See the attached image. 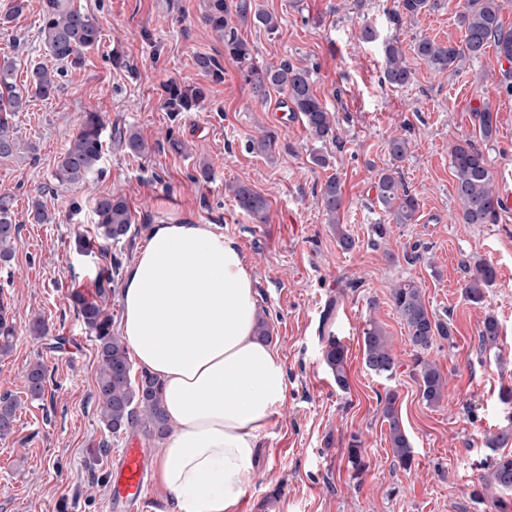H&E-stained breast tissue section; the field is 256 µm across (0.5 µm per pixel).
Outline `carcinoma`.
<instances>
[{
	"instance_id": "1",
	"label": "carcinoma",
	"mask_w": 512,
	"mask_h": 512,
	"mask_svg": "<svg viewBox=\"0 0 512 512\" xmlns=\"http://www.w3.org/2000/svg\"><path fill=\"white\" fill-rule=\"evenodd\" d=\"M203 21L224 40V54L232 58L241 69L244 80L255 96L263 101L271 93L284 95L290 102V111L301 114L310 136L324 143L338 139L336 122L316 95L309 79L308 70L289 61L277 68H263L254 64L253 48L239 35L242 25L262 27L270 33L278 30L276 16L257 8L256 0H202ZM432 7L430 0H394L390 12L392 23L399 25L404 19H414ZM457 23L464 31L458 43H438L428 38L415 41L414 54L431 69L443 73L464 58L477 60L490 47L499 59L512 64V28H505L500 20V0H464L457 12ZM39 33L52 58L62 67L79 68L84 64L85 53L101 42V29L94 18L73 0H43L42 24ZM385 69L383 80L393 87L407 84L412 75L405 62V53L398 42L384 46ZM195 65L214 83L224 81V66L212 55L198 54ZM62 69H49L35 64L26 72L23 85L17 83V66L13 58L0 57V158L9 159L23 152L32 153L36 147L22 144L15 135L14 119L33 99H49L61 88L59 78ZM163 104L173 115L192 112L201 107L205 93L199 86H189L171 81L163 87ZM103 122L95 112L85 115L67 148L61 154L55 178L61 186L86 179L98 167L104 154L102 138ZM496 133L492 112L479 113V134L482 140H492ZM115 140L132 155L150 151L149 143L134 128L118 129ZM408 142L394 137L388 145L390 166L379 176L377 200L392 215L396 224H410L417 212V199L410 194L400 177L399 163L406 158ZM451 164L456 198L460 204V220L463 224H494L498 220L502 203L494 187V177L485 156L474 143L465 141L451 149ZM237 208L253 221L263 224L267 219V202L248 184L239 182L230 187ZM321 205L327 221L336 229L341 248L349 250L353 239L340 224L338 212L342 206L339 180L331 176L321 187ZM12 200L0 197V260L8 261L12 254V240L19 225L12 219ZM98 236L105 242L119 243L132 226V217L125 199L120 195H106L95 204ZM122 267L121 258L110 257L109 267L99 274L97 297L102 299L112 291ZM468 279L464 292L473 304L484 302L488 288L495 283L494 268L476 259L467 267ZM79 316L85 327L95 334L100 362L96 378L98 408L105 427L113 434L132 428L144 430L146 436L158 441L170 427L160 405V385L156 378L143 372L138 381L130 374V361L125 340L112 332V319L96 301L73 295ZM390 301L409 332L411 344L425 352L438 339L453 344L451 327L427 308L421 288L412 280H401L393 285ZM14 322L10 308L0 301V353L11 349ZM500 327L498 320L487 315L479 332L478 346L482 354L499 350ZM324 362L332 371L336 386L348 388L347 353L342 341L330 334L323 352ZM363 362L374 375L391 378L397 362L390 340L379 323L368 322L363 332ZM416 377L423 400L430 406L439 405L444 397L447 381L438 364L425 357H417ZM47 383V369L41 363L34 364L27 372V388L30 397L40 399ZM16 401L8 395L0 397V438L13 432ZM388 423V438L392 455L405 469H410L414 448L403 427L395 398L386 396L383 410ZM512 438V426H506L486 439V446L494 451L484 485H493L503 491L512 490V453H500L498 449ZM348 463L353 477H360L366 470L364 448L358 437H353L348 448Z\"/></svg>"
}]
</instances>
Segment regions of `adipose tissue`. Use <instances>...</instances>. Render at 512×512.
Wrapping results in <instances>:
<instances>
[{"label": "adipose tissue", "instance_id": "ef3b65f1", "mask_svg": "<svg viewBox=\"0 0 512 512\" xmlns=\"http://www.w3.org/2000/svg\"><path fill=\"white\" fill-rule=\"evenodd\" d=\"M121 330L161 385L171 427L155 466L175 512H238L258 441L287 398L278 350L256 333L238 243L208 224H155L121 293Z\"/></svg>", "mask_w": 512, "mask_h": 512}]
</instances>
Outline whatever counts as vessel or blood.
Here are the masks:
<instances>
[{"label":"vessel or blood","mask_w":512,"mask_h":512,"mask_svg":"<svg viewBox=\"0 0 512 512\" xmlns=\"http://www.w3.org/2000/svg\"><path fill=\"white\" fill-rule=\"evenodd\" d=\"M152 457L145 448L130 445L114 461L109 480L113 512H149L152 501L144 493Z\"/></svg>","instance_id":"1"}]
</instances>
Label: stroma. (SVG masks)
I'll return each mask as SVG.
<instances>
[{
    "instance_id": "1",
    "label": "stroma",
    "mask_w": 512,
    "mask_h": 512,
    "mask_svg": "<svg viewBox=\"0 0 512 512\" xmlns=\"http://www.w3.org/2000/svg\"><path fill=\"white\" fill-rule=\"evenodd\" d=\"M274 13L276 33L245 26L240 35L254 61L276 68L289 61L311 74L317 96L333 113L338 139L310 138L301 117L286 111L280 94L254 98L224 43L201 21V0H75L102 31L85 63L65 69L55 97L34 100L15 123L36 153L0 159V197L13 201L20 231L10 261H0V294L10 305L16 335L0 355V396L18 404L14 432L0 439V512H109L110 468L132 440L160 453L142 431L112 435L99 417L96 396L98 350L71 300L96 297L102 253L77 250L79 235L94 231L95 200L126 199L131 231L114 245L124 261L143 246L152 225L210 224L235 239L251 271L271 342L283 360L287 399L261 437L259 457L240 512H491L482 498L490 455L485 439L512 420L499 400L512 383V212L497 223L463 224L454 195L451 148L478 143L495 187L512 183V94L502 84L494 51L464 59L456 70L437 73L408 56L412 78L393 88L382 80V43L402 48L421 38L461 42L459 0H436L418 18L393 24V0H257ZM13 0H0V56L54 67L40 39L42 0H27L10 16ZM378 41L361 42L363 25ZM219 57L224 81L212 83L194 66L196 54ZM203 87L202 108L171 116L162 102L168 80ZM491 110L495 139L479 136L477 112ZM100 115L106 132L131 127L151 150L132 155L107 141L86 182L56 189L58 158L85 113ZM272 132V156L253 153L250 141ZM409 151L401 177L418 201L413 223L395 224L378 203L375 185L389 165L390 138ZM185 144L174 151L171 140ZM325 154L320 167L312 157ZM208 177H201V168ZM337 176L343 205L340 222L355 246L343 251L325 221L320 188ZM250 185L268 202L265 223L256 224L235 206L228 184ZM48 212L32 224V200ZM79 210H72L71 202ZM387 227L378 237L375 225ZM482 259L496 271L483 304L463 292L465 265ZM410 279L426 305L450 325L454 339L438 341L428 359L447 379L442 403L422 401L415 377L417 352L390 301V289ZM500 323L499 355L479 354L478 332L487 315ZM44 318L48 333L33 335L32 319ZM388 332L397 361L393 379L363 364L362 336L368 320ZM348 350L349 387L340 390L323 361L328 335ZM43 362L48 381L42 400H31L26 374ZM414 448L410 469L391 454L383 417L386 394ZM359 437L368 469L350 477L346 449ZM106 454H98L99 445Z\"/></svg>"
}]
</instances>
